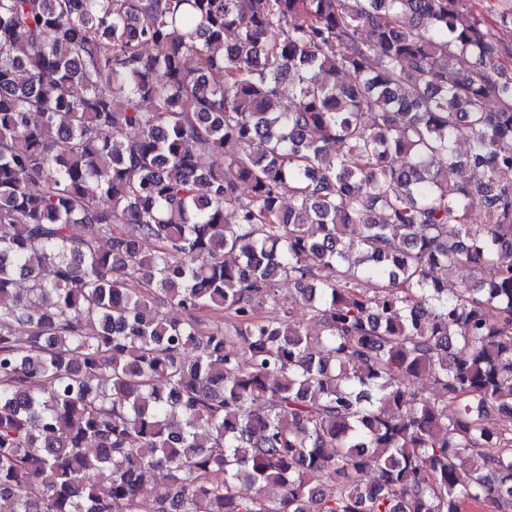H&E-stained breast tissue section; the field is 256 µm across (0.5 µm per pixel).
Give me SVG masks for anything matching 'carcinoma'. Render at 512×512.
Returning a JSON list of instances; mask_svg holds the SVG:
<instances>
[{
  "label": "carcinoma",
  "mask_w": 512,
  "mask_h": 512,
  "mask_svg": "<svg viewBox=\"0 0 512 512\" xmlns=\"http://www.w3.org/2000/svg\"><path fill=\"white\" fill-rule=\"evenodd\" d=\"M468 2L0 0L10 512H512V0Z\"/></svg>",
  "instance_id": "1"
}]
</instances>
